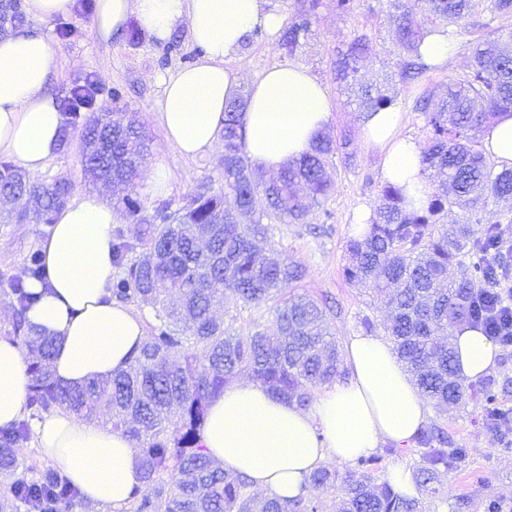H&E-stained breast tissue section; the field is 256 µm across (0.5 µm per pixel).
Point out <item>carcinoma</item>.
Returning a JSON list of instances; mask_svg holds the SVG:
<instances>
[{"label": "carcinoma", "instance_id": "1", "mask_svg": "<svg viewBox=\"0 0 512 512\" xmlns=\"http://www.w3.org/2000/svg\"><path fill=\"white\" fill-rule=\"evenodd\" d=\"M319 6V0L300 5L279 34L278 50L296 55L311 36ZM482 12L490 14L484 23L490 32L472 47L463 75L448 82L447 96L438 97L424 86L416 99L428 133L421 155L429 181L426 202L409 208L400 188L382 186L367 233L347 243L343 276L384 296L391 309L385 335L432 406L464 404L477 387L494 428L512 420L499 406L495 379L461 377L445 338L456 327L479 320L484 298L507 274L498 257V225L484 224V214L491 204L512 201V168H497L482 149L481 135L499 114L512 112V31L491 26L512 17V0H388L399 75L417 84L428 71L420 46L430 26L444 28L453 44L466 34L468 19ZM368 56L366 39L354 37L338 51V75L358 86L359 111L376 112L392 106L394 97L358 84L360 65ZM246 108L242 96L226 105L219 187L210 182L199 186L177 209L164 200L131 195L113 202L132 225L113 230L117 274L111 298L121 303L137 299L151 307L155 319L127 370L85 385L61 384L50 369L56 339L29 327L25 319L40 295L23 280L7 283L18 311L13 339L28 355L27 408H59L90 421L101 419L135 440L141 485L132 493V512L326 509L314 498H258L247 477L224 469L200 444L210 401L243 371L300 406L309 404L312 388L346 376L330 336L326 302L307 293L282 294V285L300 279L302 268L286 258H264L255 241L269 237L266 219L307 223L331 188L327 167L348 144V134L334 139L319 135L310 152L256 184L241 146ZM151 141L135 112L122 123L106 113L90 116L79 143L84 177L117 185L133 182ZM72 190L66 179L37 182L0 162V199L15 204L18 218L53 223ZM227 197L234 199V207H225ZM457 210L462 219L445 222ZM450 266L458 276L448 285ZM26 277L46 278L37 250L26 259ZM228 291L243 309L268 307L275 335L238 333L217 319L213 307ZM29 436L26 419L0 428V512H18L22 505L72 512L81 492L65 474L49 468L36 477L18 476L16 447ZM416 443L410 470L419 488L466 458L465 449L448 447V436L435 424L421 430ZM382 459L383 454L362 456L343 473L318 469L311 486L338 492L340 512H424L422 500L399 494L374 476Z\"/></svg>", "mask_w": 512, "mask_h": 512}]
</instances>
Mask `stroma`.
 I'll return each mask as SVG.
<instances>
[{
  "mask_svg": "<svg viewBox=\"0 0 512 512\" xmlns=\"http://www.w3.org/2000/svg\"><path fill=\"white\" fill-rule=\"evenodd\" d=\"M96 0H75L71 13L43 22L22 13L15 27L42 32L57 52V69L47 92L61 98L72 88L94 80L96 99L93 111L111 113L137 112L145 121L153 138L152 148L141 164V177L128 191L149 195L147 179L154 169L166 172L169 181L163 195L172 207H179L184 197L207 180H219L224 160L223 147L196 158H187L167 141L157 120V104L162 94L160 75L193 64L201 55L187 26L176 28L170 37L158 40L140 21L131 17L121 34L104 40L92 30ZM387 0H354V9L346 16L337 15L334 0H321L312 36L294 58L281 54L275 36L258 32L227 58L226 65L238 78L239 93H247L262 72L287 61L304 65L328 91L331 118L327 132L342 129L352 133L350 145L355 155L354 166L333 160V186L325 201L315 208L309 222L317 233H309L304 225L274 223L268 240L259 242L262 252L288 256L303 266L304 276L287 285L290 293H309L327 297L334 304L329 320L338 343L362 332L364 319L382 322L386 308L380 298L368 289L350 284L342 276L348 262L346 244L351 227L358 221L362 206H373L384 184L381 175V153L362 137V115L353 93L336 79V48L353 34H364L370 40V58L365 77L389 88L395 105L403 116L402 132L418 140L426 133L421 114L414 109L418 87L400 81L395 47L389 32ZM80 126L69 129L68 142L50 160L37 181L63 178L73 183L74 194L96 192L111 198V187L92 186L85 181L79 151ZM49 230L48 225L33 222L0 224V284L25 275L26 258L36 250ZM432 421L448 431L450 439L466 451L465 461L452 473L443 476L447 501L438 512H451L453 503H462L461 512H485L488 499H496L499 512H512V447L498 445L483 424V412L475 402L432 414Z\"/></svg>",
  "mask_w": 512,
  "mask_h": 512,
  "instance_id": "obj_1",
  "label": "stroma"
}]
</instances>
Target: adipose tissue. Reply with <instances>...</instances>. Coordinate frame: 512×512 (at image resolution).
Listing matches in <instances>:
<instances>
[{
  "label": "adipose tissue",
  "mask_w": 512,
  "mask_h": 512,
  "mask_svg": "<svg viewBox=\"0 0 512 512\" xmlns=\"http://www.w3.org/2000/svg\"><path fill=\"white\" fill-rule=\"evenodd\" d=\"M133 16L159 39L186 24L201 48L195 63L161 77L157 117L179 153H207L219 139L225 104L237 93L225 58L255 29L276 33L282 15L266 9L264 0H96L92 26L106 39L121 33ZM56 66L44 35L0 36V155L32 174L59 149L63 116L45 91ZM330 109L325 86L305 66L266 69L251 84L244 114L243 150L252 166L271 173L299 158L329 123ZM401 122L398 109L388 107L365 113L362 131L382 154L383 180L418 208L427 191L422 146L402 134ZM481 142L498 167H512V114L501 113ZM119 221L101 196L81 194L57 214L39 245L47 280L28 281L40 299L26 320L57 338L52 369L61 383L77 385L127 369L130 353L147 336L143 315L110 297L116 274L112 229ZM451 344L462 377L477 379L497 365L496 347L478 329L457 327ZM345 367L346 378L321 387L305 408L252 381H232L210 405L202 446L224 469L246 476L254 489L282 499L307 495V478L319 466L349 464L384 444L412 447L430 407L392 343L362 333L348 337ZM28 388L25 353L1 337L0 427L23 417ZM34 434L43 456L69 476L86 501L126 512L141 484L129 436L65 411L38 421Z\"/></svg>",
  "instance_id": "obj_1"
}]
</instances>
